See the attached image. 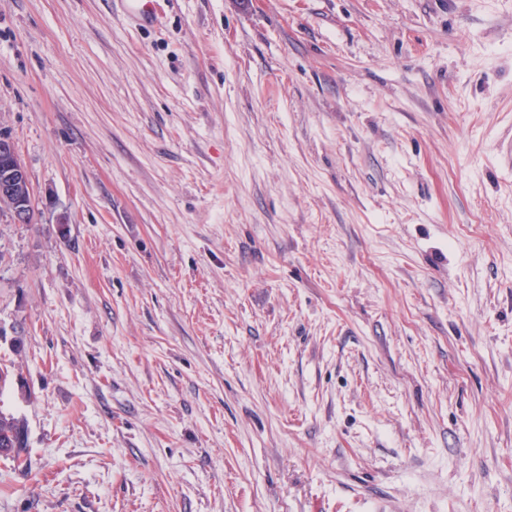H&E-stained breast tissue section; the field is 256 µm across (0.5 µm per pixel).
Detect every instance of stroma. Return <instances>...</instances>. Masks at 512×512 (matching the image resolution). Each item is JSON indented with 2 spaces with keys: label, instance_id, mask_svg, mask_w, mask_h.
Masks as SVG:
<instances>
[{
  "label": "stroma",
  "instance_id": "35a3bbf8",
  "mask_svg": "<svg viewBox=\"0 0 512 512\" xmlns=\"http://www.w3.org/2000/svg\"><path fill=\"white\" fill-rule=\"evenodd\" d=\"M0 0V512H512V0ZM0 206L6 207L16 224H33L38 207L27 169L13 139L0 131ZM0 448H7L10 454L3 457L10 459L15 471L28 473V428L24 418L0 409Z\"/></svg>",
  "mask_w": 512,
  "mask_h": 512
}]
</instances>
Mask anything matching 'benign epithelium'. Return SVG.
<instances>
[{
    "label": "benign epithelium",
    "instance_id": "obj_1",
    "mask_svg": "<svg viewBox=\"0 0 512 512\" xmlns=\"http://www.w3.org/2000/svg\"><path fill=\"white\" fill-rule=\"evenodd\" d=\"M0 206L6 207L15 224H33L38 207L27 169L13 139L0 131Z\"/></svg>",
    "mask_w": 512,
    "mask_h": 512
}]
</instances>
